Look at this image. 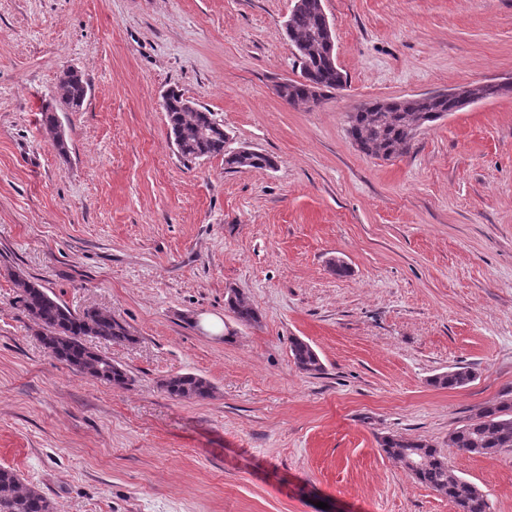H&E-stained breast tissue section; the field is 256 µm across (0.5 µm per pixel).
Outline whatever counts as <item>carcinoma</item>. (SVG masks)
Wrapping results in <instances>:
<instances>
[{
  "label": "carcinoma",
  "instance_id": "1",
  "mask_svg": "<svg viewBox=\"0 0 512 512\" xmlns=\"http://www.w3.org/2000/svg\"><path fill=\"white\" fill-rule=\"evenodd\" d=\"M323 13L322 0H295L286 21V34L297 52L301 77L323 89H336L343 86L345 76L330 59V34L324 25ZM65 91L72 111L77 112L88 96L89 84L80 74L67 84ZM465 92L477 102L500 95L501 87L493 83L468 85ZM281 97L290 104H316L306 94L305 84L296 80L285 86ZM185 102L184 95L173 90L168 93L164 108L183 159L192 161L222 155L228 170H262L273 166L272 158L264 153L252 151L244 155L227 151L224 137L219 134H198L210 127L214 116L205 108L191 111L185 107ZM452 111L453 102L442 93L375 101L350 113L348 134L362 153L389 160L408 151L420 130ZM15 283L20 288L19 302L23 312L37 327V335L54 358L114 387L131 385L132 379L124 368L85 344V338L89 336L112 344L135 342L136 337L125 323L96 308L74 313L34 281L19 277ZM226 305L236 321L242 324L259 322L258 309L236 291L228 293ZM289 349L293 364L300 371L313 373L322 369L317 353L306 341L294 337ZM473 379L472 368L461 365L435 375L430 382L435 387L456 389ZM161 387L176 400H204L213 393L209 381L191 373L172 375L161 382ZM448 447L480 456H493L512 448V401L481 408L449 434ZM381 448L419 483L448 497L456 512H491L487 495L455 474L441 450L432 444L389 435L382 438ZM0 512H55V506L38 490L24 485L16 470L0 467Z\"/></svg>",
  "mask_w": 512,
  "mask_h": 512
}]
</instances>
